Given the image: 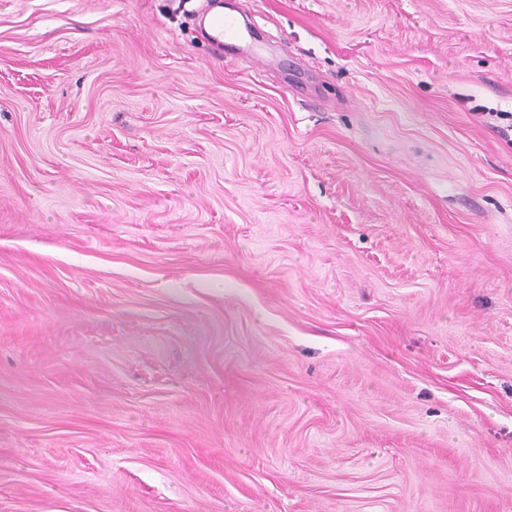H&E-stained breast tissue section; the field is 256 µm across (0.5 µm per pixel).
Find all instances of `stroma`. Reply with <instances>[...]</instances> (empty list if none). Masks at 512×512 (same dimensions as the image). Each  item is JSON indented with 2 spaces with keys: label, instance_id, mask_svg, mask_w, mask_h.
<instances>
[{
  "label": "stroma",
  "instance_id": "stroma-1",
  "mask_svg": "<svg viewBox=\"0 0 512 512\" xmlns=\"http://www.w3.org/2000/svg\"><path fill=\"white\" fill-rule=\"evenodd\" d=\"M0 0V512H512V0ZM212 37L218 43L247 44V35L236 14H218L211 19Z\"/></svg>",
  "mask_w": 512,
  "mask_h": 512
}]
</instances>
